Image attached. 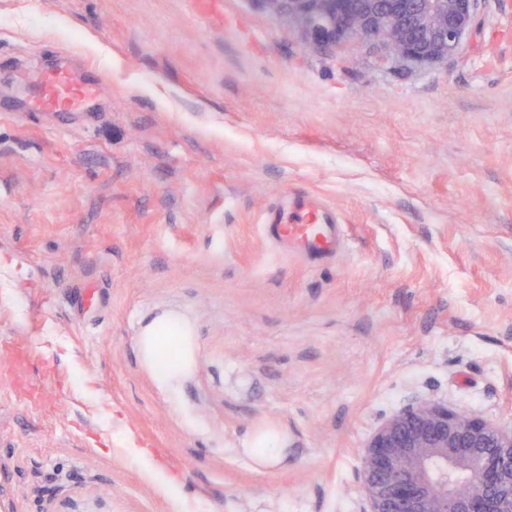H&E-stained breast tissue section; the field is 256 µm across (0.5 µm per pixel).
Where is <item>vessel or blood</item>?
<instances>
[{"instance_id": "obj_1", "label": "vessel or blood", "mask_w": 512, "mask_h": 512, "mask_svg": "<svg viewBox=\"0 0 512 512\" xmlns=\"http://www.w3.org/2000/svg\"><path fill=\"white\" fill-rule=\"evenodd\" d=\"M25 99L52 112H74L90 108L99 79L66 63L50 69L31 68L23 76ZM266 237L286 241L309 258L328 257L344 247L345 227L339 224L333 208L296 204L267 214L263 224Z\"/></svg>"}]
</instances>
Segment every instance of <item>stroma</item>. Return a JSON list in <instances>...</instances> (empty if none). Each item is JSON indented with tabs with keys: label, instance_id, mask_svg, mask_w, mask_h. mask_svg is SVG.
Masks as SVG:
<instances>
[{
	"label": "stroma",
	"instance_id": "1",
	"mask_svg": "<svg viewBox=\"0 0 512 512\" xmlns=\"http://www.w3.org/2000/svg\"><path fill=\"white\" fill-rule=\"evenodd\" d=\"M477 20L424 64L256 0H0L1 105L60 52L103 79L0 117V512H357L408 404L512 426V0ZM285 191L336 210L334 258L264 236ZM165 313L176 391L139 344ZM183 325V323L177 318L165 317L159 320L152 322L145 330L147 332L146 336H140V343L144 341L146 343V349L142 350L143 357L145 360L151 362L154 366V377L158 386L162 388H175L183 379V377L187 374V372L193 366V354L191 350L186 347L183 349V359L181 364L176 362V365L171 368H161L155 362V357L157 354V341L160 336H152V331H156L158 334L162 332H166L170 329H175L177 334H179V328ZM156 339V346L152 350V341L153 338ZM280 441L273 432L268 435L263 433L254 437L251 442L250 453L256 459L263 458L269 463H278L282 456Z\"/></svg>",
	"mask_w": 512,
	"mask_h": 512
}]
</instances>
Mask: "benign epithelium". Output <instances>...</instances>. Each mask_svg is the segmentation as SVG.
<instances>
[{
    "mask_svg": "<svg viewBox=\"0 0 512 512\" xmlns=\"http://www.w3.org/2000/svg\"><path fill=\"white\" fill-rule=\"evenodd\" d=\"M329 45L356 34L392 59L442 63L473 29L478 0H256ZM359 512H512V427L421 400L362 448Z\"/></svg>",
    "mask_w": 512,
    "mask_h": 512,
    "instance_id": "benign-epithelium-1",
    "label": "benign epithelium"
}]
</instances>
